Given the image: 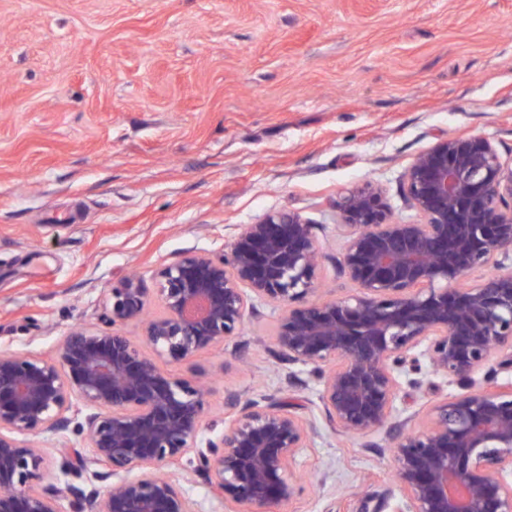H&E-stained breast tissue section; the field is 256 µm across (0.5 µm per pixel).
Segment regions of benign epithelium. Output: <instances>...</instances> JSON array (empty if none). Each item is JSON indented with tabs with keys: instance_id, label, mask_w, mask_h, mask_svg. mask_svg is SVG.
I'll return each instance as SVG.
<instances>
[{
	"instance_id": "benign-epithelium-1",
	"label": "benign epithelium",
	"mask_w": 512,
	"mask_h": 512,
	"mask_svg": "<svg viewBox=\"0 0 512 512\" xmlns=\"http://www.w3.org/2000/svg\"><path fill=\"white\" fill-rule=\"evenodd\" d=\"M404 191L418 222L393 219L370 183L336 198L339 268L355 296L309 299L313 225L283 209L243 225L217 258L185 252L163 265L152 290L124 277L106 289L105 326L70 332L53 357L1 352L0 512H61L63 492L69 512H195L187 475L230 512H276L299 497L292 462L318 436L316 420L261 394L230 400L238 410L222 429L206 427L201 374L157 361L241 337L262 303L280 308L277 357L313 378L326 421L348 435L385 430L402 492L393 512H512V382H498L512 373V162L483 136L447 137L414 158ZM481 267L492 272L465 286ZM153 298L162 313L148 319ZM135 321L139 340L117 331ZM427 375L461 392L417 428L396 402L401 379ZM47 430L80 439L58 451L63 488L42 484Z\"/></svg>"
}]
</instances>
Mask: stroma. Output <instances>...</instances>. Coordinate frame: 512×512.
<instances>
[{"label": "stroma", "instance_id": "stroma-1", "mask_svg": "<svg viewBox=\"0 0 512 512\" xmlns=\"http://www.w3.org/2000/svg\"><path fill=\"white\" fill-rule=\"evenodd\" d=\"M512 160V0H0V352L48 357L100 324L105 288L186 251L222 254L242 225L292 209L323 251L313 300L358 293L336 260L338 194L370 182L417 221L406 168L449 136ZM279 308L178 372L227 394L287 388L319 421L293 463L306 485L280 512H391L395 460L378 433L324 419L285 387ZM404 386L402 415L456 394Z\"/></svg>", "mask_w": 512, "mask_h": 512}]
</instances>
